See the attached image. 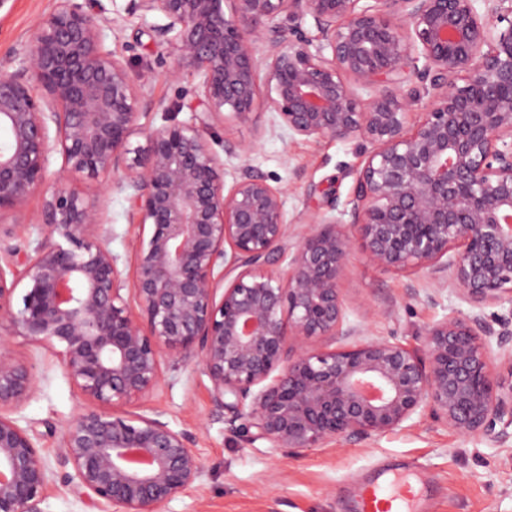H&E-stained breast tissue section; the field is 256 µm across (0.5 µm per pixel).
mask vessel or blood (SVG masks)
Here are the masks:
<instances>
[{"instance_id":"vessel-or-blood-1","label":"vessel or blood","mask_w":512,"mask_h":512,"mask_svg":"<svg viewBox=\"0 0 512 512\" xmlns=\"http://www.w3.org/2000/svg\"><path fill=\"white\" fill-rule=\"evenodd\" d=\"M425 488L415 470L406 469L392 477H378L358 487V512H417Z\"/></svg>"}]
</instances>
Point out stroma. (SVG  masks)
Listing matches in <instances>:
<instances>
[{
	"label": "stroma",
	"instance_id": "35a3bbf8",
	"mask_svg": "<svg viewBox=\"0 0 512 512\" xmlns=\"http://www.w3.org/2000/svg\"><path fill=\"white\" fill-rule=\"evenodd\" d=\"M57 3L11 0L8 9L0 11V60L30 42L38 19ZM100 4L106 47L127 60L133 80L146 82L140 125H163L167 109L177 103L183 106L178 121H191L188 104L194 84L172 78L175 57L153 38L152 29L163 24V16L129 11V0ZM209 142L224 157L226 177L246 166L285 188L291 232L300 231L311 213L331 212L349 223V201L363 160L362 140L294 137L279 125L275 113L262 111L248 125L214 122ZM240 142L253 143L251 153H225V146ZM70 186L85 200L106 203L109 247L119 269H126L129 242L139 223L127 194L80 177ZM341 288L347 323L359 337L393 336L413 347L421 346L427 325L472 311L454 285L436 283L421 272L384 271L358 250ZM7 347L14 357L37 366V390L16 417L21 426L37 432L47 460L56 463L59 437L47 426L67 424L82 400L55 358L18 336L10 337ZM143 408L161 412L172 427L188 431L191 448L207 466L202 480L168 502L164 512H350L348 503L358 483L387 464L426 476L434 488L428 512H512V438L499 444L465 437L424 415L381 436L343 445L331 442L289 458L267 442L251 444L228 432L223 417L214 411L208 377L182 365L167 369L164 383Z\"/></svg>",
	"mask_w": 512,
	"mask_h": 512
}]
</instances>
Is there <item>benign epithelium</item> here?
Wrapping results in <instances>:
<instances>
[{
  "instance_id": "obj_1",
  "label": "benign epithelium",
  "mask_w": 512,
  "mask_h": 512,
  "mask_svg": "<svg viewBox=\"0 0 512 512\" xmlns=\"http://www.w3.org/2000/svg\"><path fill=\"white\" fill-rule=\"evenodd\" d=\"M360 2L130 0L165 18L154 32L172 77L197 81L192 121L160 128L138 125L147 79L106 48L95 0H64L18 68L0 63V215L41 233L30 251L0 239V328L56 358L83 401L59 461L90 512H163L205 473L187 431L134 408L165 381L167 354L209 378L230 431L253 428L288 457L425 411L465 436L512 437V382L496 371L512 308L484 313L512 304V0ZM408 74L432 90L414 123ZM357 87L375 94L362 104ZM261 106L294 136L370 145L350 223L311 216L290 252L286 189L248 168L226 184L206 138L209 120L250 124ZM74 175L131 191L128 274ZM356 240L381 269L448 274L475 311L428 325L421 350L353 339L341 280ZM36 389L35 364L1 351L0 512H42L56 487L12 417Z\"/></svg>"
}]
</instances>
